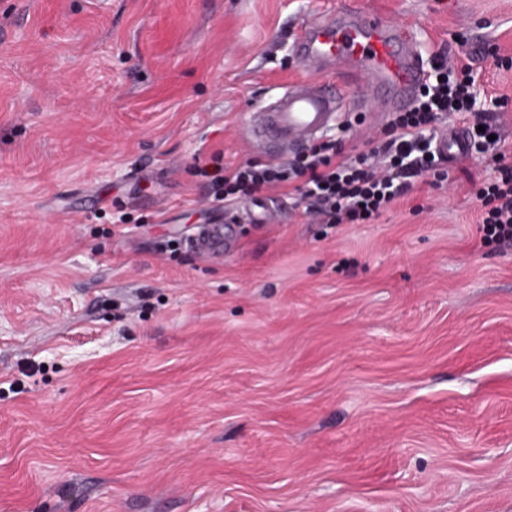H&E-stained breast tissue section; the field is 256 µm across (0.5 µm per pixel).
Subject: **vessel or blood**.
Wrapping results in <instances>:
<instances>
[{
  "label": "vessel or blood",
  "instance_id": "1",
  "mask_svg": "<svg viewBox=\"0 0 512 512\" xmlns=\"http://www.w3.org/2000/svg\"><path fill=\"white\" fill-rule=\"evenodd\" d=\"M293 46L296 56L320 77L289 83L251 112L246 140L254 151L271 158L334 129L346 110L349 84L391 111L408 109L424 80L410 27L359 8L310 16L298 28ZM330 73L336 81H327ZM435 146L455 160L467 148L466 133L460 127L442 133ZM195 249L204 256L223 251V228H205Z\"/></svg>",
  "mask_w": 512,
  "mask_h": 512
}]
</instances>
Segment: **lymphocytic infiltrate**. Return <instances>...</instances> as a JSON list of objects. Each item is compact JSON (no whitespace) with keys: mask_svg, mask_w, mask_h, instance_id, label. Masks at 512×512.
<instances>
[{"mask_svg":"<svg viewBox=\"0 0 512 512\" xmlns=\"http://www.w3.org/2000/svg\"><path fill=\"white\" fill-rule=\"evenodd\" d=\"M470 57L437 59L411 109L399 113L384 137L370 138L368 152L345 153L341 141L323 138L287 161H248L199 168L225 208L270 189L295 198L317 224H368L415 188L417 178L444 177L447 165L433 149L426 128L449 114L467 124L472 152L490 155L493 175L476 189L482 206L480 246L512 243V163L497 137V125L475 112Z\"/></svg>","mask_w":512,"mask_h":512,"instance_id":"lymphocytic-infiltrate-1","label":"lymphocytic infiltrate"}]
</instances>
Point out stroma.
<instances>
[{"mask_svg":"<svg viewBox=\"0 0 512 512\" xmlns=\"http://www.w3.org/2000/svg\"><path fill=\"white\" fill-rule=\"evenodd\" d=\"M346 6L512 98V0H0V512H512V245L479 154L371 224L277 191L226 223L199 167L316 73ZM389 116L345 113L364 150ZM227 224L223 256L189 244Z\"/></svg>","mask_w":512,"mask_h":512,"instance_id":"obj_1","label":"stroma"}]
</instances>
